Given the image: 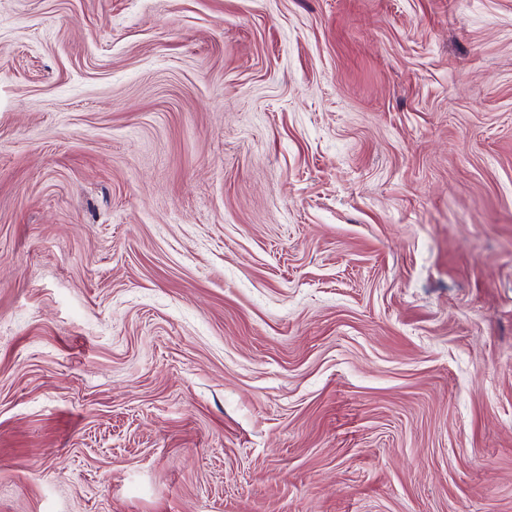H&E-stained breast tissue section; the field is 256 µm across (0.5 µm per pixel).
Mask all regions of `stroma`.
Instances as JSON below:
<instances>
[{
    "label": "stroma",
    "mask_w": 512,
    "mask_h": 512,
    "mask_svg": "<svg viewBox=\"0 0 512 512\" xmlns=\"http://www.w3.org/2000/svg\"><path fill=\"white\" fill-rule=\"evenodd\" d=\"M0 512H512V0H0Z\"/></svg>",
    "instance_id": "stroma-1"
}]
</instances>
